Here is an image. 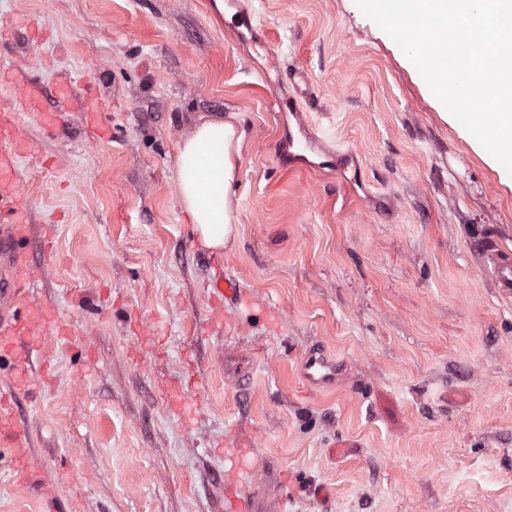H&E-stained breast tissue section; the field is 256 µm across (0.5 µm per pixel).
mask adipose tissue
<instances>
[{
	"mask_svg": "<svg viewBox=\"0 0 512 512\" xmlns=\"http://www.w3.org/2000/svg\"><path fill=\"white\" fill-rule=\"evenodd\" d=\"M239 142L232 124L205 120L178 150V204L190 217L198 243L206 249H223L234 237L227 197Z\"/></svg>",
	"mask_w": 512,
	"mask_h": 512,
	"instance_id": "ef3b65f1",
	"label": "adipose tissue"
}]
</instances>
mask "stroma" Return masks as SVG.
Returning <instances> with one entry per match:
<instances>
[{"instance_id": "35a3bbf8", "label": "stroma", "mask_w": 512, "mask_h": 512, "mask_svg": "<svg viewBox=\"0 0 512 512\" xmlns=\"http://www.w3.org/2000/svg\"><path fill=\"white\" fill-rule=\"evenodd\" d=\"M242 4L275 57L214 0H0V112L31 148L23 252L77 332L45 337L53 382L17 395L33 464L68 470L75 512H218L240 434L290 475L284 512H512V296L487 251L512 253V184L355 0ZM37 14L49 35L33 45ZM34 70L45 109L63 75L103 108L46 130ZM299 72L297 118L274 99ZM202 119L241 137L220 267L177 204L178 149ZM303 124L325 149L301 163ZM221 272L247 300L215 320L203 286ZM314 343L343 366L336 388L299 375Z\"/></svg>"}]
</instances>
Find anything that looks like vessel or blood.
Segmentation results:
<instances>
[{"label": "vessel or blood", "mask_w": 512, "mask_h": 512, "mask_svg": "<svg viewBox=\"0 0 512 512\" xmlns=\"http://www.w3.org/2000/svg\"><path fill=\"white\" fill-rule=\"evenodd\" d=\"M55 95L64 108L97 113L98 99L79 95L68 79H61ZM28 152L25 140L19 137L10 114H0V362H9L13 386L0 389V447L7 449L15 464L17 484H33L42 491L43 512H63L56 496L58 477L29 469L26 460L31 452L29 430L18 418L12 399L15 389L34 384L32 355L37 352L46 334L71 336L68 325L51 320L45 308L31 306L30 295L35 281L24 264L19 246L29 236L27 200L17 177V167ZM492 271L505 288H512V255L491 252ZM212 301L227 305L241 303L242 289L235 278L220 276L207 285ZM300 373L309 385L332 389L340 381L339 363L319 346L310 347L301 357ZM230 458L246 476V482L235 497L228 500L226 512H278L282 492L288 486L286 475L274 471L269 461L240 448Z\"/></svg>", "instance_id": "b4317fda"}]
</instances>
